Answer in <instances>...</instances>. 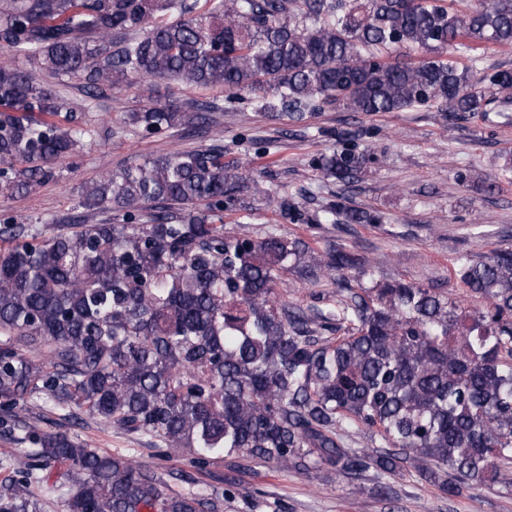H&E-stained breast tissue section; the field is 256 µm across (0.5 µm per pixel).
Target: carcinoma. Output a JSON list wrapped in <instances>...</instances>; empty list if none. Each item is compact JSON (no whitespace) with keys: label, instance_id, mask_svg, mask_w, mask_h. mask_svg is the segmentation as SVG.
Masks as SVG:
<instances>
[{"label":"carcinoma","instance_id":"cac0c4a2","mask_svg":"<svg viewBox=\"0 0 512 512\" xmlns=\"http://www.w3.org/2000/svg\"><path fill=\"white\" fill-rule=\"evenodd\" d=\"M512 45V0H3L0 50L64 85L0 61V195L28 194L80 152L78 112L134 79L222 86L265 116L301 122L325 106L367 115L436 106L453 118L512 98V70H480ZM216 103L125 113L158 136ZM368 149L322 153L314 169L350 183ZM265 195L219 135L195 150L110 171L81 192L84 215L51 235L0 215V412L33 450L5 461L0 512H42L39 479L64 512H220L217 493H174L147 465L26 423L49 402L82 410L199 468L245 453L313 479L375 469L450 494L512 487V248L465 252L466 289L375 278L369 260L295 235L224 233L243 195ZM303 224H383L331 200ZM98 214V224L88 220ZM294 272L336 281V308L308 313L276 287ZM380 448H353L360 431Z\"/></svg>","mask_w":512,"mask_h":512}]
</instances>
